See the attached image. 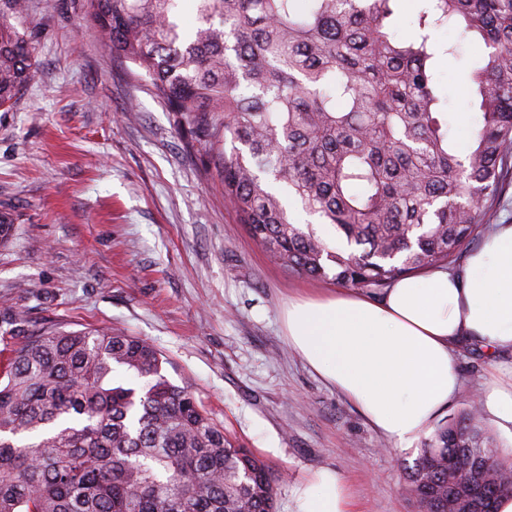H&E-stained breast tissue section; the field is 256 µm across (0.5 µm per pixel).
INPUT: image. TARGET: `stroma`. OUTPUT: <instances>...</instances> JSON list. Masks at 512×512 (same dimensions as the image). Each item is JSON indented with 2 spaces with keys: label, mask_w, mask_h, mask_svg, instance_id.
<instances>
[{
  "label": "stroma",
  "mask_w": 512,
  "mask_h": 512,
  "mask_svg": "<svg viewBox=\"0 0 512 512\" xmlns=\"http://www.w3.org/2000/svg\"><path fill=\"white\" fill-rule=\"evenodd\" d=\"M37 82L0 109V316L26 330L119 329L152 344L163 373L187 388L277 478V512L322 469L346 481L351 512H415L406 468L418 446L391 449L289 346V298L339 284L270 260L224 198L218 171L190 142L146 75L119 65L83 0H29ZM444 57L448 127L459 151L478 112L467 73L484 53L454 25ZM460 388L442 416L481 395L490 374L512 377V354L456 359Z\"/></svg>",
  "instance_id": "1"
}]
</instances>
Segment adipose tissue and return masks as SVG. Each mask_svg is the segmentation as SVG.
I'll use <instances>...</instances> for the list:
<instances>
[{
    "label": "adipose tissue",
    "mask_w": 512,
    "mask_h": 512,
    "mask_svg": "<svg viewBox=\"0 0 512 512\" xmlns=\"http://www.w3.org/2000/svg\"><path fill=\"white\" fill-rule=\"evenodd\" d=\"M288 341L395 447H410L457 394L456 352L488 359L512 352V224L497 225L457 270L396 280L381 300L352 292L289 301ZM483 402L512 430V381L490 376ZM343 479L320 471L297 489L289 512H349Z\"/></svg>",
    "instance_id": "1"
}]
</instances>
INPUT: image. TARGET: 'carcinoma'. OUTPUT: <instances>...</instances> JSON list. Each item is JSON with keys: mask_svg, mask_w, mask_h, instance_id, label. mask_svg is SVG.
Listing matches in <instances>:
<instances>
[{"mask_svg": "<svg viewBox=\"0 0 512 512\" xmlns=\"http://www.w3.org/2000/svg\"><path fill=\"white\" fill-rule=\"evenodd\" d=\"M85 0L112 56L150 78L204 142L224 196L281 267L381 294L453 269L497 224L512 187V0ZM26 0H0V108L36 79ZM460 24L487 49L468 75L478 118L466 155L448 135L436 32ZM231 150H226V144ZM332 226L331 245L296 209ZM0 360V512H275L265 464L162 373L144 340L111 329L17 335ZM122 370L145 380L116 384ZM491 449L475 496L512 494V457L473 404L439 425L407 481L416 512H448V470ZM420 0H402L395 19V28L400 35L406 36L412 29V22Z\"/></svg>", "mask_w": 512, "mask_h": 512, "instance_id": "obj_1", "label": "carcinoma"}]
</instances>
